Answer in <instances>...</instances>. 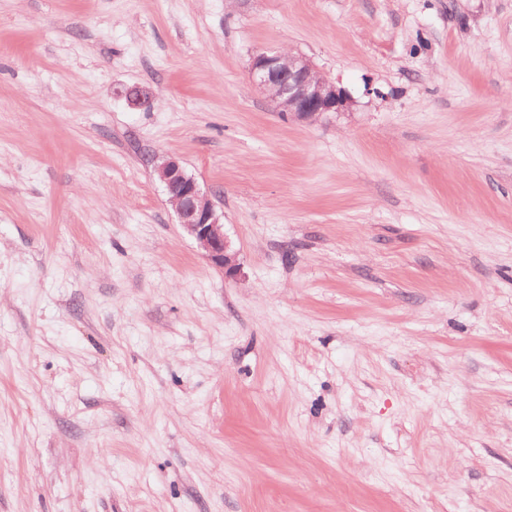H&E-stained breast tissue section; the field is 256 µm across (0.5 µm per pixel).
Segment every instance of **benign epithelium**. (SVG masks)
I'll return each mask as SVG.
<instances>
[{
    "label": "benign epithelium",
    "instance_id": "benign-epithelium-1",
    "mask_svg": "<svg viewBox=\"0 0 512 512\" xmlns=\"http://www.w3.org/2000/svg\"><path fill=\"white\" fill-rule=\"evenodd\" d=\"M249 73L279 111L299 120L315 122L327 112L345 110L348 103L342 89L305 57L291 52H258L251 59ZM124 96L133 107H146L153 101V92L146 86L129 87ZM150 162L184 232L194 239L212 267L229 279L236 278L240 272L238 255L224 235V224L211 196L175 158L154 155Z\"/></svg>",
    "mask_w": 512,
    "mask_h": 512
}]
</instances>
